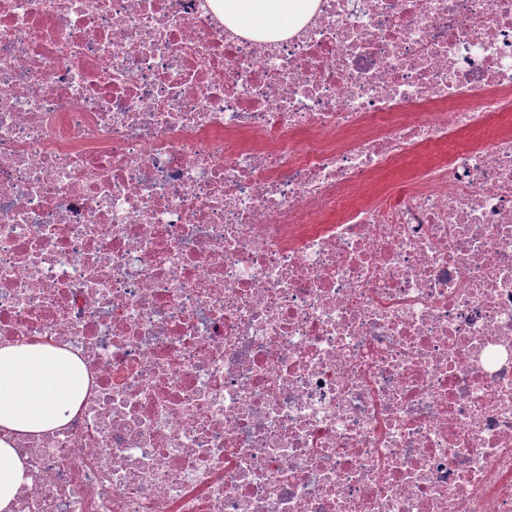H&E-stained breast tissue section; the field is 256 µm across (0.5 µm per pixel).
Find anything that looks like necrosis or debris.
Wrapping results in <instances>:
<instances>
[{
  "label": "necrosis or debris",
  "mask_w": 512,
  "mask_h": 512,
  "mask_svg": "<svg viewBox=\"0 0 512 512\" xmlns=\"http://www.w3.org/2000/svg\"><path fill=\"white\" fill-rule=\"evenodd\" d=\"M32 342L90 385L14 512H512V0H0ZM318 0H214L224 26L243 36L276 42L295 34L311 18Z\"/></svg>",
  "instance_id": "obj_1"
}]
</instances>
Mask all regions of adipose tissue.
<instances>
[{"label": "adipose tissue", "mask_w": 512, "mask_h": 512, "mask_svg": "<svg viewBox=\"0 0 512 512\" xmlns=\"http://www.w3.org/2000/svg\"><path fill=\"white\" fill-rule=\"evenodd\" d=\"M229 30L276 42L300 30L317 0H214ZM87 377L75 353L49 345L0 344V512H14L30 482L16 443L63 428L82 404Z\"/></svg>", "instance_id": "1"}]
</instances>
